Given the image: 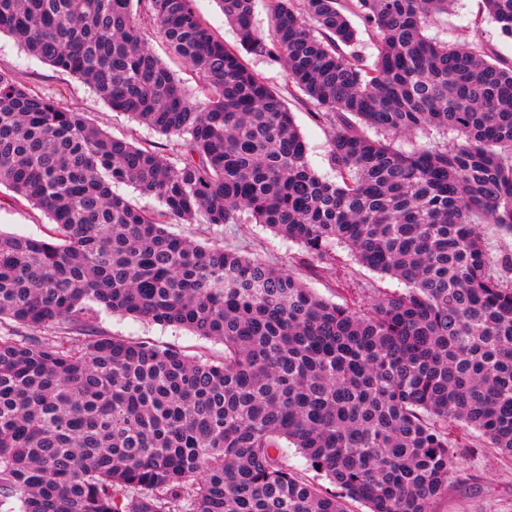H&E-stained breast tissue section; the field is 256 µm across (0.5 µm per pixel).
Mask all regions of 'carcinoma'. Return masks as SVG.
<instances>
[{
	"mask_svg": "<svg viewBox=\"0 0 512 512\" xmlns=\"http://www.w3.org/2000/svg\"><path fill=\"white\" fill-rule=\"evenodd\" d=\"M132 2L0 0V33L178 138L170 156L114 138L0 72V185L55 224L49 239L0 232V321L62 333L0 335V496L18 512H432L448 426L512 455V280L478 228L512 234V65L427 35L450 0H268L267 36L255 0H220L238 49L196 0H144L200 79L192 101ZM482 4L512 41V0ZM352 15L378 37L370 65ZM245 52L284 60L333 130L336 180L309 166ZM422 128L453 137L395 145ZM173 221L263 224L320 260L344 245L405 289L339 305ZM96 305L224 356L93 335ZM289 448L340 492L288 465Z\"/></svg>",
	"mask_w": 512,
	"mask_h": 512,
	"instance_id": "1",
	"label": "carcinoma"
}]
</instances>
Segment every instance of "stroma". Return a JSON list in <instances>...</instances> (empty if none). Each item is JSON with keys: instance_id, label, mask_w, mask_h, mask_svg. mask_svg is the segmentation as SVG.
I'll list each match as a JSON object with an SVG mask.
<instances>
[{"instance_id": "stroma-1", "label": "stroma", "mask_w": 512, "mask_h": 512, "mask_svg": "<svg viewBox=\"0 0 512 512\" xmlns=\"http://www.w3.org/2000/svg\"><path fill=\"white\" fill-rule=\"evenodd\" d=\"M148 48L180 80L189 95H196L198 79L169 49L164 34L154 26L144 29ZM430 35L469 45H478L495 59L512 63V42L504 40L495 22L481 8V0H453L447 15L429 30ZM252 68L279 91L307 148L310 166L321 176L332 178L327 162L332 131L314 117L306 96L288 81L283 60L275 56H254ZM0 72L52 97L60 106L84 113L98 128L131 142L172 153L176 139L163 135L130 116L112 111L84 81L30 55L11 36L0 35ZM52 229L46 213L28 200L0 187V231L48 238ZM171 232L204 245H215L259 260L273 268L294 274L326 300L365 307L378 298L403 290L399 280L380 275L361 264L347 247H337L329 263L307 255L303 248L276 235L261 224L172 223ZM92 328L95 334L145 339L170 345L190 356L220 358L224 346L171 325H162L132 316L99 310ZM455 442L457 465L448 476V494L436 501L434 512H512V457L492 448L472 429L450 430Z\"/></svg>"}]
</instances>
